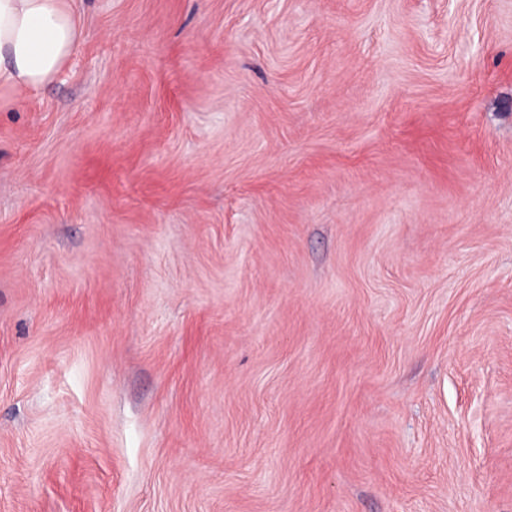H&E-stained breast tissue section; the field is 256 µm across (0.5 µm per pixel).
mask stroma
<instances>
[{
  "mask_svg": "<svg viewBox=\"0 0 512 512\" xmlns=\"http://www.w3.org/2000/svg\"><path fill=\"white\" fill-rule=\"evenodd\" d=\"M0 109V512H512V0H78Z\"/></svg>",
  "mask_w": 512,
  "mask_h": 512,
  "instance_id": "35a3bbf8",
  "label": "stroma"
}]
</instances>
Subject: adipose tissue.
I'll return each mask as SVG.
<instances>
[{
    "mask_svg": "<svg viewBox=\"0 0 512 512\" xmlns=\"http://www.w3.org/2000/svg\"><path fill=\"white\" fill-rule=\"evenodd\" d=\"M81 34L73 0H0V103L55 79Z\"/></svg>",
    "mask_w": 512,
    "mask_h": 512,
    "instance_id": "1",
    "label": "adipose tissue"
}]
</instances>
